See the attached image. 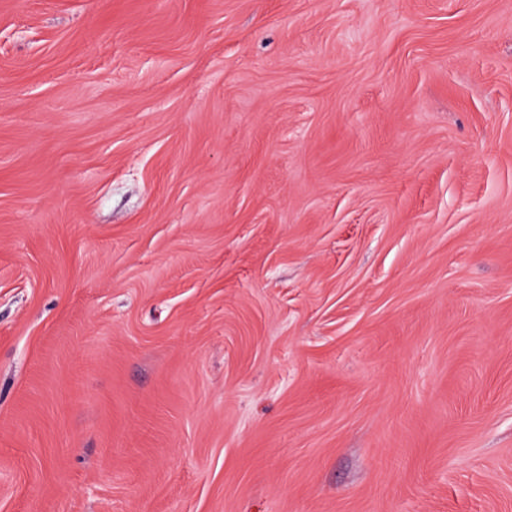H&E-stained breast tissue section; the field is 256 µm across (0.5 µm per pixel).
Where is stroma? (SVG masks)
I'll return each mask as SVG.
<instances>
[{
    "label": "stroma",
    "instance_id": "35a3bbf8",
    "mask_svg": "<svg viewBox=\"0 0 512 512\" xmlns=\"http://www.w3.org/2000/svg\"><path fill=\"white\" fill-rule=\"evenodd\" d=\"M0 512H512V0H0Z\"/></svg>",
    "mask_w": 512,
    "mask_h": 512
}]
</instances>
